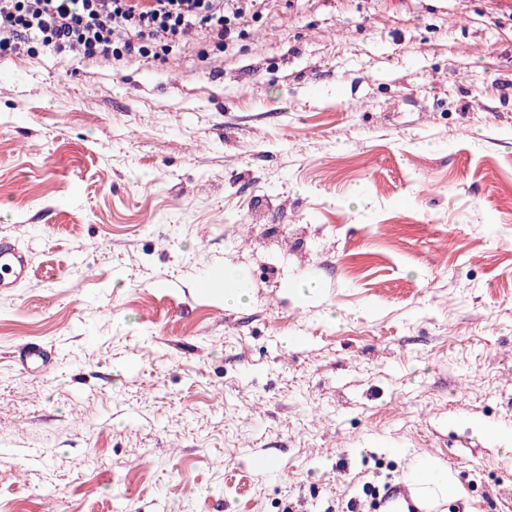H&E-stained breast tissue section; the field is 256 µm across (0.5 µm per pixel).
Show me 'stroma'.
Listing matches in <instances>:
<instances>
[{
    "label": "stroma",
    "instance_id": "obj_1",
    "mask_svg": "<svg viewBox=\"0 0 512 512\" xmlns=\"http://www.w3.org/2000/svg\"><path fill=\"white\" fill-rule=\"evenodd\" d=\"M1 239L0 512H340L415 459L512 512V0L0 57ZM29 257L24 247L10 241L0 242V289L16 288L29 275Z\"/></svg>",
    "mask_w": 512,
    "mask_h": 512
}]
</instances>
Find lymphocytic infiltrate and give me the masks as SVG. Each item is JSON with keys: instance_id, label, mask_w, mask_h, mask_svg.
<instances>
[{"instance_id": "1", "label": "lymphocytic infiltrate", "mask_w": 512, "mask_h": 512, "mask_svg": "<svg viewBox=\"0 0 512 512\" xmlns=\"http://www.w3.org/2000/svg\"><path fill=\"white\" fill-rule=\"evenodd\" d=\"M264 0H0V56L36 46L79 59H149L204 36H242Z\"/></svg>"}]
</instances>
